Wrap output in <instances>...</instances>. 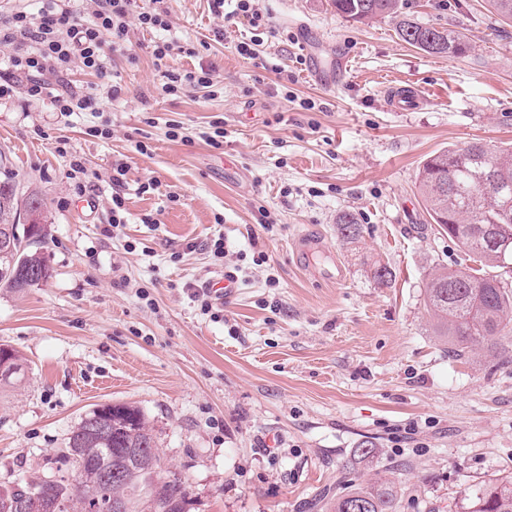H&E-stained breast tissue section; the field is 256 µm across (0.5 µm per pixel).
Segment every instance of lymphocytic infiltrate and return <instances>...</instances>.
<instances>
[{"mask_svg":"<svg viewBox=\"0 0 512 512\" xmlns=\"http://www.w3.org/2000/svg\"><path fill=\"white\" fill-rule=\"evenodd\" d=\"M80 0H43L38 13L19 10L0 22V44L16 46L8 60L11 77L0 82V99L22 89L27 101H49L54 111L103 114L102 100L119 93L109 81L108 50L133 48V31H149L155 38L147 50L155 66L164 67L173 53L187 57L198 54L194 45L164 38L170 26L164 7L142 8L137 0H93L91 12H83ZM95 75L97 84L80 91L65 81L72 62ZM161 92L180 96L198 89H213L217 74L213 66L198 65L167 71Z\"/></svg>","mask_w":512,"mask_h":512,"instance_id":"1","label":"lymphocytic infiltrate"}]
</instances>
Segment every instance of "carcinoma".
I'll return each instance as SVG.
<instances>
[{
    "label": "carcinoma",
    "instance_id": "carcinoma-1",
    "mask_svg": "<svg viewBox=\"0 0 512 512\" xmlns=\"http://www.w3.org/2000/svg\"><path fill=\"white\" fill-rule=\"evenodd\" d=\"M331 2L336 13L360 23L399 12V0ZM397 33L430 54L459 56L471 49L459 34L409 17L400 20ZM419 191L432 223L479 264L463 270L435 266L428 273L425 307L435 335L456 357L484 344L508 355L512 341L501 333L512 323V283L503 278V263H512V252L501 253L499 243L505 228L512 229V148L495 150L474 142L437 151L422 166ZM42 211L37 194L20 191L8 174L0 179V239L13 244L10 253H0L1 286L22 290L33 279L49 278L39 252L45 238ZM337 232L356 239V215L341 213ZM77 456L84 466L71 480L63 475L24 478L0 488V512H91L99 503L115 505L118 512H184L186 486L159 471L154 436L137 408L115 404L110 411L100 406L88 412L71 432L61 459L74 469ZM50 484L48 497L43 489ZM397 502L394 483L380 475L337 496L330 512H396ZM467 512H512V481L479 488Z\"/></svg>",
    "mask_w": 512,
    "mask_h": 512
}]
</instances>
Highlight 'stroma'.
<instances>
[{
    "label": "stroma",
    "instance_id": "stroma-1",
    "mask_svg": "<svg viewBox=\"0 0 512 512\" xmlns=\"http://www.w3.org/2000/svg\"><path fill=\"white\" fill-rule=\"evenodd\" d=\"M167 5L169 38L207 44L168 68L213 65L223 94L162 95L141 50L109 56L122 87L106 104L111 138L88 135L90 113L64 116L19 92L0 100V157L44 203L50 268L39 285L0 288V346L22 364L0 383V487L53 475L81 418L112 403L144 414L162 470L188 486L186 512H324L347 481L379 471L396 482L397 512H463L474 491L512 477V358L487 347L452 358L435 335L426 276L466 261L431 224L418 174L448 146L512 144V23L490 0H403V14L472 45L436 56L402 41L393 18L259 0L275 33L249 60L234 49L253 35L246 20L211 14L208 0ZM405 83L423 102L388 111L387 87ZM219 118L217 150L200 134ZM173 123L191 144L169 139ZM78 156L96 174L81 196L66 177ZM118 160L127 222L112 237ZM150 180L159 192L139 194ZM344 211L360 224L352 243L337 233ZM302 234L322 239L343 282L297 262ZM217 235L220 263L203 248ZM375 260L388 285L373 280ZM228 271L237 289L215 320L185 286Z\"/></svg>",
    "mask_w": 512,
    "mask_h": 512
}]
</instances>
